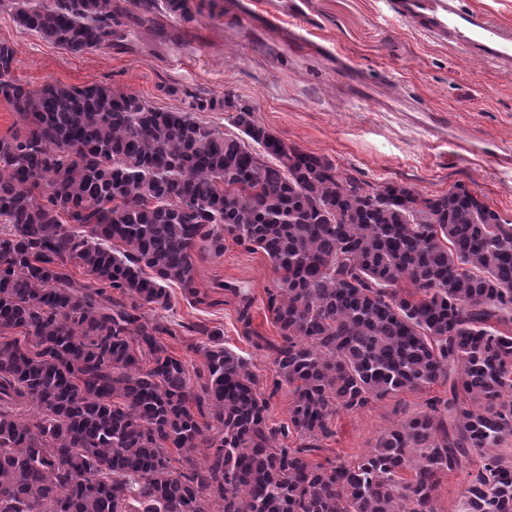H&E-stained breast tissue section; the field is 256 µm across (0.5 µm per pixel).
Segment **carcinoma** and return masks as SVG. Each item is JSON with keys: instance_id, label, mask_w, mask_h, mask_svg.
Wrapping results in <instances>:
<instances>
[{"instance_id": "obj_1", "label": "carcinoma", "mask_w": 512, "mask_h": 512, "mask_svg": "<svg viewBox=\"0 0 512 512\" xmlns=\"http://www.w3.org/2000/svg\"><path fill=\"white\" fill-rule=\"evenodd\" d=\"M11 3L73 54L128 14ZM15 62L0 43L19 117L0 137V512H437L440 478L472 464L462 512H512V222L462 187L362 183L228 99L169 111L101 85L33 89ZM224 106L240 134L192 116ZM228 240L275 274L268 394L223 329L194 328L192 371L164 341L177 330L142 313L168 310L172 282L206 303L193 250ZM223 288L261 347L251 297ZM438 383L357 462L310 460L338 411Z\"/></svg>"}]
</instances>
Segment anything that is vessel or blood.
<instances>
[{"label": "vessel or blood", "instance_id": "b4317fda", "mask_svg": "<svg viewBox=\"0 0 512 512\" xmlns=\"http://www.w3.org/2000/svg\"><path fill=\"white\" fill-rule=\"evenodd\" d=\"M391 11L430 38L512 70V29L463 0H390Z\"/></svg>", "mask_w": 512, "mask_h": 512}]
</instances>
